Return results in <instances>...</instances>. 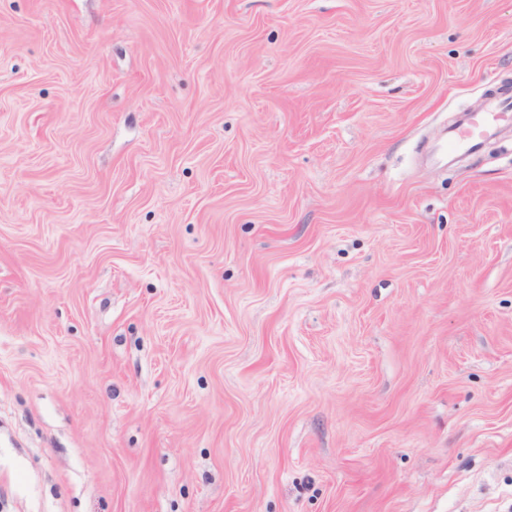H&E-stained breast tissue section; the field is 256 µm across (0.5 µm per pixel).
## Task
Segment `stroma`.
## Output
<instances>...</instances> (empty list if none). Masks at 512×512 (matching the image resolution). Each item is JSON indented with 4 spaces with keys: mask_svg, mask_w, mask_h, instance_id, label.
I'll use <instances>...</instances> for the list:
<instances>
[{
    "mask_svg": "<svg viewBox=\"0 0 512 512\" xmlns=\"http://www.w3.org/2000/svg\"><path fill=\"white\" fill-rule=\"evenodd\" d=\"M512 0H0V512H512ZM512 112V90L504 88L494 97L490 98L488 106L483 112L474 113L469 121L465 120L461 125L451 130L448 141L442 146L444 155L448 150L471 151L482 135H486L497 127V124L507 116L511 119Z\"/></svg>",
    "mask_w": 512,
    "mask_h": 512,
    "instance_id": "obj_1",
    "label": "stroma"
}]
</instances>
